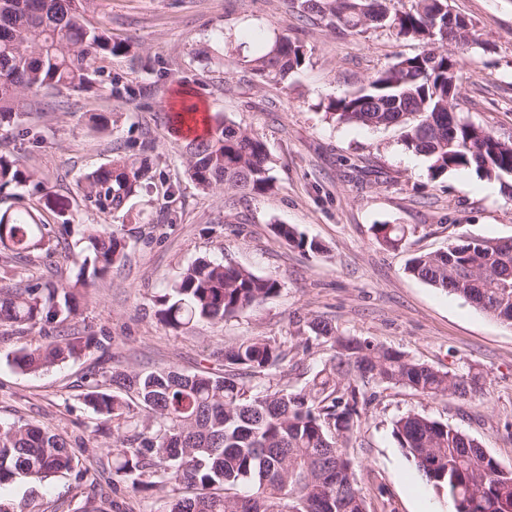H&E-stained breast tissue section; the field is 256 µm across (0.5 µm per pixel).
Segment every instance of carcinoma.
I'll use <instances>...</instances> for the list:
<instances>
[{
    "label": "carcinoma",
    "mask_w": 512,
    "mask_h": 512,
    "mask_svg": "<svg viewBox=\"0 0 512 512\" xmlns=\"http://www.w3.org/2000/svg\"><path fill=\"white\" fill-rule=\"evenodd\" d=\"M94 0H0V121L20 117V104L45 88L82 90L115 84L105 61L127 52L110 30L86 19ZM327 26L361 35L387 28L419 41L427 50L402 57L354 94L327 106L345 125L403 129L407 149L429 161L438 180L472 169L480 177L512 180V142H493L457 113L448 134V85L458 83L448 44V0H413L400 10L395 0H300ZM305 62L304 46L287 35L275 38L248 61L253 74L278 84ZM191 179L203 191L221 188L242 200L269 189L264 143L215 117L208 133L187 144ZM149 171L136 157L116 155L83 176L84 201L112 215L125 209ZM23 187L56 207L44 181L0 153V192ZM47 225L0 214V260L50 262L56 249L45 240ZM290 246L319 253L323 247L288 224L274 226ZM375 237L394 248L405 229L374 225ZM126 242L109 225L89 228L81 251L66 252L79 268L75 284L89 285L86 270L103 277L126 257ZM408 272L512 325V238H468L441 252L413 257ZM280 289L274 277L198 258L163 296L160 320L174 330L201 321L219 322L258 307ZM71 287L34 283L0 289V323L24 333L40 326L48 342L20 349L13 365L24 373L47 371L96 344L64 327L76 311ZM305 347L327 344L332 354L299 389L281 384L285 350L255 338L224 348V372L177 369L111 374L95 383L85 402L112 421V470L132 492L169 489L159 512H369L347 448L377 399L371 386H401L436 399L472 397L483 375L471 369L444 371L403 352L354 336L329 322H307ZM405 455L433 487L447 490L453 512H512V468L501 466L480 442L462 430L419 413L392 422ZM78 461L60 435L37 425L0 426V484L14 478L44 481L70 475Z\"/></svg>",
    "instance_id": "obj_1"
}]
</instances>
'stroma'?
<instances>
[{
	"mask_svg": "<svg viewBox=\"0 0 512 512\" xmlns=\"http://www.w3.org/2000/svg\"><path fill=\"white\" fill-rule=\"evenodd\" d=\"M467 17L477 44L448 45L459 76L461 112L496 137L512 141V0H448ZM105 24L129 53L109 68L121 95L47 88L26 100L24 114L0 127V152L38 171L64 207L0 193V212L33 217L59 230L78 249L87 229L112 224L127 241L124 263L86 288H77V314L69 333L96 337L79 357L37 374L12 364L21 347L44 344L39 329L18 337L0 324V424L34 422L67 438L81 460L76 476L0 484V503L26 500L33 512H80L85 503L103 512H157L159 493L112 489V432L84 402L87 382L114 371L175 368L223 372L225 345L270 338L289 349V387L304 385L329 358L327 345L304 348L296 337L320 317L346 336L367 338L445 371L474 369L485 380L483 396L429 399L404 388L378 392L368 419L349 450L371 512H449L446 491L422 479L391 433L392 420L416 412L474 436L503 467L512 468V327L462 298L418 280L406 270L418 254L460 240L512 237V196L504 189L480 193L484 180L460 170L432 180L427 159L408 150L397 127L336 123L332 100L366 85L421 44L386 29L361 35L331 30L317 16L303 17L291 0H95L87 14ZM298 39L306 61L277 85L254 76L247 60L276 35ZM207 115L262 140L273 187L226 205L220 189L201 191L186 163V136L171 133L170 112L181 91ZM92 112L112 124L93 132ZM30 128L39 142L21 139ZM146 154L153 179L111 216L86 205L80 178L117 153ZM176 187L165 197L167 187ZM277 224L295 226L318 240L320 253L289 246ZM378 224L406 227L394 248L375 237ZM226 262L255 275L277 278L280 290L258 308L219 323L203 321L176 331L161 322L156 300L169 292L195 259ZM76 268L60 261L13 264L4 288L34 282H74Z\"/></svg>",
	"mask_w": 512,
	"mask_h": 512,
	"instance_id": "stroma-1",
	"label": "stroma"
}]
</instances>
